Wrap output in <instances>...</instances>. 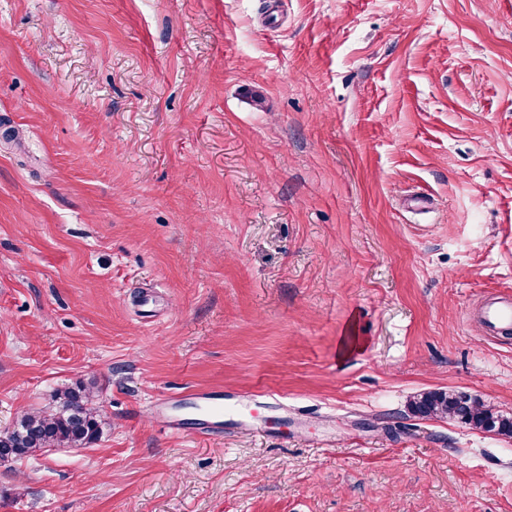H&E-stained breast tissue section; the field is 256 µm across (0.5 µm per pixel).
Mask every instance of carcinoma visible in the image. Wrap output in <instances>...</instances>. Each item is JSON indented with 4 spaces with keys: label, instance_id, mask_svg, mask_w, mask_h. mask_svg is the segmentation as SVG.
Segmentation results:
<instances>
[{
    "label": "carcinoma",
    "instance_id": "carcinoma-1",
    "mask_svg": "<svg viewBox=\"0 0 512 512\" xmlns=\"http://www.w3.org/2000/svg\"><path fill=\"white\" fill-rule=\"evenodd\" d=\"M94 386L58 389L55 407L21 414L0 440V454L20 459L49 448H88L101 438L107 415L93 403ZM413 415L426 419L453 418L474 429L512 437V417L498 415L470 396L454 390L424 392L409 405Z\"/></svg>",
    "mask_w": 512,
    "mask_h": 512
}]
</instances>
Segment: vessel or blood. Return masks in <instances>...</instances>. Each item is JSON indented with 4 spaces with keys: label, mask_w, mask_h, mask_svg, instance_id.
Segmentation results:
<instances>
[{
    "label": "vessel or blood",
    "mask_w": 512,
    "mask_h": 512,
    "mask_svg": "<svg viewBox=\"0 0 512 512\" xmlns=\"http://www.w3.org/2000/svg\"><path fill=\"white\" fill-rule=\"evenodd\" d=\"M479 323L488 336L512 333V298L500 297L487 302ZM153 415L162 429L205 436L233 434L254 420L249 397L193 389L156 398Z\"/></svg>",
    "instance_id": "obj_1"
}]
</instances>
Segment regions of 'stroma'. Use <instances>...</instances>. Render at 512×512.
I'll return each instance as SVG.
<instances>
[{
	"label": "stroma",
	"mask_w": 512,
	"mask_h": 512,
	"mask_svg": "<svg viewBox=\"0 0 512 512\" xmlns=\"http://www.w3.org/2000/svg\"><path fill=\"white\" fill-rule=\"evenodd\" d=\"M260 93L262 108L250 95ZM512 0H0V512H512ZM187 388L304 432L160 430ZM479 323L487 336L512 333V298L500 297L487 302L482 308ZM93 383L78 389H58L55 407L21 414L12 430L0 439V455L11 454L21 460L35 457L47 448H88L101 438L107 415L93 403ZM409 408L417 417L458 419L474 429L512 437V417L498 415L480 401L454 390L424 392L410 402Z\"/></svg>",
	"instance_id": "stroma-1"
}]
</instances>
